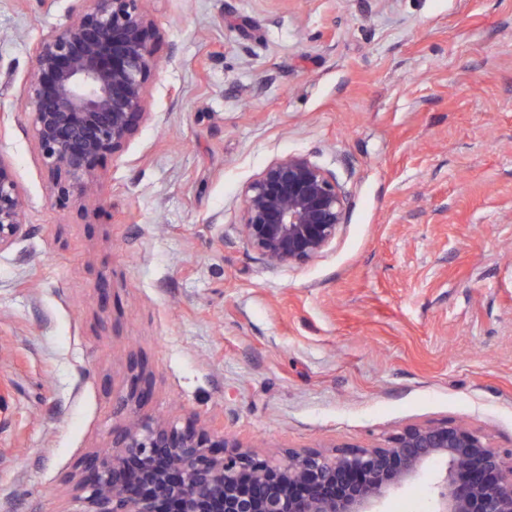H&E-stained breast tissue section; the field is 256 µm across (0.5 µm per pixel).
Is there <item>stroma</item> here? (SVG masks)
Instances as JSON below:
<instances>
[{
    "mask_svg": "<svg viewBox=\"0 0 512 512\" xmlns=\"http://www.w3.org/2000/svg\"><path fill=\"white\" fill-rule=\"evenodd\" d=\"M73 5L0 0L27 224L0 253V512H75L134 361L143 419L262 458L444 420L512 451V0H147L150 117L81 200L50 189L26 88ZM289 153L352 206L274 268L241 195Z\"/></svg>",
    "mask_w": 512,
    "mask_h": 512,
    "instance_id": "stroma-1",
    "label": "stroma"
}]
</instances>
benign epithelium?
I'll return each mask as SVG.
<instances>
[{"instance_id": "1", "label": "benign epithelium", "mask_w": 512, "mask_h": 512, "mask_svg": "<svg viewBox=\"0 0 512 512\" xmlns=\"http://www.w3.org/2000/svg\"><path fill=\"white\" fill-rule=\"evenodd\" d=\"M81 2L40 41L27 82L34 137L60 197L90 192L97 162L147 120L159 67L145 0ZM349 205L335 174L288 154L246 185L242 236L274 267L304 265L333 243ZM25 231L22 194L0 158V253ZM417 484L430 512H512V465L463 423L416 424L384 446L290 449L271 460L194 423L136 418L82 462L76 512H382L386 498Z\"/></svg>"}]
</instances>
